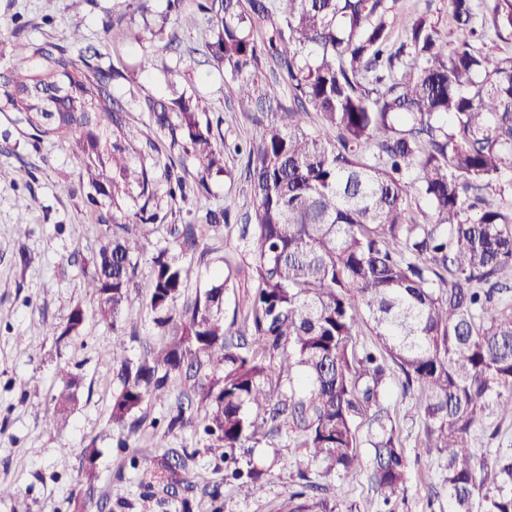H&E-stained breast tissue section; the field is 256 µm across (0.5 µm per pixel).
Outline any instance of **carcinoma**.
I'll return each instance as SVG.
<instances>
[{
	"label": "carcinoma",
	"instance_id": "obj_1",
	"mask_svg": "<svg viewBox=\"0 0 512 512\" xmlns=\"http://www.w3.org/2000/svg\"><path fill=\"white\" fill-rule=\"evenodd\" d=\"M450 0L456 36L448 48L420 15L391 41L389 0H202L207 49L261 126L244 166L254 198L241 229L256 288L242 319L224 321L235 271L180 314L189 268L146 243L167 215L149 208L155 186L173 180L174 156L203 171L224 170V139L204 120L195 95L147 97L138 111L167 135L162 150L125 132L127 104L113 94L123 73L101 63L79 27L17 55L0 83L6 103L37 141L70 144L93 204L142 199L136 211L101 212L99 246L84 270L92 309L76 305L59 339L81 335L88 317L112 327V424L135 433L147 401L169 381L189 390L167 432L193 428L224 459L258 436L287 427L291 448L327 476L361 464L354 418L373 408L365 444L376 491L387 504L404 489L407 461L397 414L383 404L399 370L403 394L423 411L424 454L447 452L448 512H512V205L502 174L512 169V53L485 51L512 36V0ZM425 204L424 220L409 215ZM476 212L471 216L470 212ZM186 257L201 242L194 224L176 230ZM148 259V307L161 336L131 358L122 323L133 278ZM375 336L359 344L362 326ZM299 385L292 387L294 372ZM55 413L67 418L76 377L57 372ZM289 388H284L283 379ZM489 447L478 448V438ZM497 447L492 448L490 444ZM74 497L85 512L99 480L84 470ZM303 490L283 512H334ZM158 483L172 496L196 474L165 462Z\"/></svg>",
	"mask_w": 512,
	"mask_h": 512
}]
</instances>
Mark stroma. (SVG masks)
Listing matches in <instances>:
<instances>
[{
    "mask_svg": "<svg viewBox=\"0 0 512 512\" xmlns=\"http://www.w3.org/2000/svg\"><path fill=\"white\" fill-rule=\"evenodd\" d=\"M198 3L183 0L184 10L195 17L194 26L186 28L160 25L168 0H86L77 10L71 0H0V73L10 66L14 43L34 49L77 26L86 43L99 49L103 64L125 73L114 87L122 100L173 98L183 92L199 96L205 117L221 123L227 145L224 170L209 176L207 194L184 200L171 199L168 184L158 183L156 201L167 211L168 225L152 236L149 249L173 248L170 225H199L202 251L192 260L177 307L185 309L231 264L240 274L224 295L230 315L243 311L253 291L247 257L229 246L254 208L244 159L235 148L254 140L259 128L230 78L204 61L209 20ZM420 14L451 34L448 0H394V30ZM106 20L117 23L108 33L102 30ZM0 170L6 173L0 179V483L15 491L14 498L0 499V512H74L72 500L82 487L85 451L91 446L98 450L96 493L110 500L106 512H280L297 490L302 470L318 478L319 499L336 512H448L439 495L446 456L418 455L424 419L397 384L386 403L400 419L409 472L403 494L388 506L374 488L370 465L339 477L319 476L302 449L289 447L284 430L237 454L240 465L252 463L265 471L262 489L254 492L227 480L224 460L207 452L203 435L188 428L167 433L173 402L145 405V422L137 434L112 428L117 383L111 328L90 319L79 337L60 341L51 332L66 323L76 305H93L83 269L93 256L99 226L80 184V167L68 143L32 138L0 96ZM64 181L72 193L60 191ZM225 207L231 211L230 225L206 223L207 210ZM20 224L28 235L17 234ZM147 271L140 266L130 294L131 306L143 311L127 327L132 334L128 354L134 358L159 341L147 311ZM61 368L78 375V402L65 420L52 425L48 419L61 388L56 376ZM176 455L199 481L187 494V511L182 500L168 497L157 483L162 458Z\"/></svg>",
    "mask_w": 512,
    "mask_h": 512,
    "instance_id": "1",
    "label": "stroma"
}]
</instances>
